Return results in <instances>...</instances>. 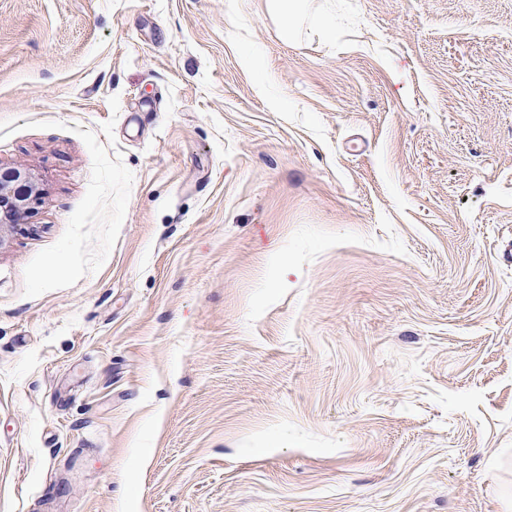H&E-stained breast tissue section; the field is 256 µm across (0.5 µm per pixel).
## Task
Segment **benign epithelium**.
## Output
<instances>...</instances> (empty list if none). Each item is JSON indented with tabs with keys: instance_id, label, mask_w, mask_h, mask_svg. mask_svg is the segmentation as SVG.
<instances>
[{
	"instance_id": "obj_1",
	"label": "benign epithelium",
	"mask_w": 512,
	"mask_h": 512,
	"mask_svg": "<svg viewBox=\"0 0 512 512\" xmlns=\"http://www.w3.org/2000/svg\"><path fill=\"white\" fill-rule=\"evenodd\" d=\"M41 196L31 170L22 163H0V247L8 232L25 223Z\"/></svg>"
}]
</instances>
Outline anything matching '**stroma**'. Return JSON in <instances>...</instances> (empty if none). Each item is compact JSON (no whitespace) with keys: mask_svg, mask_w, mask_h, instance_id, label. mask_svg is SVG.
<instances>
[{"mask_svg":"<svg viewBox=\"0 0 512 512\" xmlns=\"http://www.w3.org/2000/svg\"><path fill=\"white\" fill-rule=\"evenodd\" d=\"M0 0V512H512V0ZM267 14L278 23L282 37L292 40L296 34L298 14L307 1L300 0H265ZM40 196L39 183L25 164L0 163V247L8 232L25 223Z\"/></svg>","mask_w":512,"mask_h":512,"instance_id":"stroma-1","label":"stroma"}]
</instances>
